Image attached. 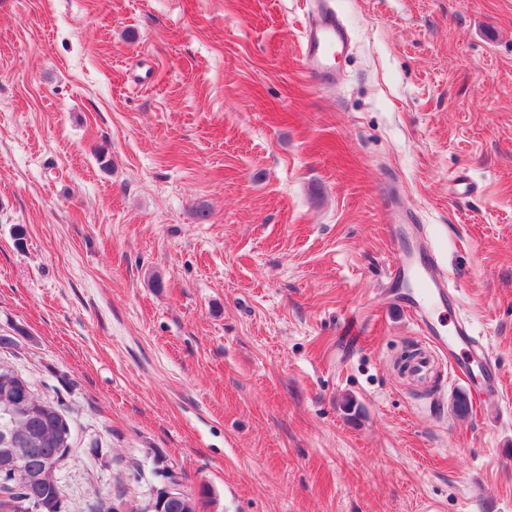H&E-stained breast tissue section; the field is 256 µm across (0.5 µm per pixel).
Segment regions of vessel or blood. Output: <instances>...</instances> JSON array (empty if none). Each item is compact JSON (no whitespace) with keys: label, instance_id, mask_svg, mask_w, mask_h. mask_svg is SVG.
<instances>
[{"label":"vessel or blood","instance_id":"1","mask_svg":"<svg viewBox=\"0 0 512 512\" xmlns=\"http://www.w3.org/2000/svg\"><path fill=\"white\" fill-rule=\"evenodd\" d=\"M350 43L347 27L327 0H312L301 38V53L310 72L320 79L335 80L336 68ZM386 288L434 348L447 356L456 375L481 378L493 388L499 385L488 349L468 322L457 320L447 331L434 321L436 309L453 308L457 299L431 249L417 251L408 243H399L388 265Z\"/></svg>","mask_w":512,"mask_h":512}]
</instances>
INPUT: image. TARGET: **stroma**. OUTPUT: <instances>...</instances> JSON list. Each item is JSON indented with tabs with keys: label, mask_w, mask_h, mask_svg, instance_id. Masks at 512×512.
I'll list each match as a JSON object with an SVG mask.
<instances>
[{
	"label": "stroma",
	"mask_w": 512,
	"mask_h": 512,
	"mask_svg": "<svg viewBox=\"0 0 512 512\" xmlns=\"http://www.w3.org/2000/svg\"><path fill=\"white\" fill-rule=\"evenodd\" d=\"M334 4L330 83L308 0H0V361L65 404L72 512L165 469L202 512H512V0ZM394 224L499 389L402 373ZM302 32L301 53L310 72L336 81V68L351 43L349 31L326 0H312Z\"/></svg>",
	"instance_id": "1"
}]
</instances>
